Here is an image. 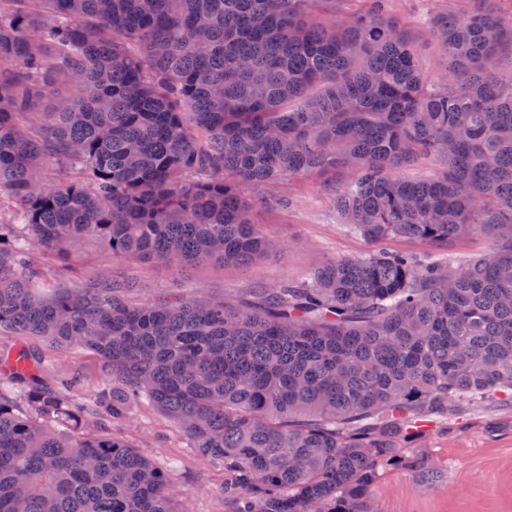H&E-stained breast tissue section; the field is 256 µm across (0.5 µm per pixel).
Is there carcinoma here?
<instances>
[{"label":"carcinoma","mask_w":512,"mask_h":512,"mask_svg":"<svg viewBox=\"0 0 512 512\" xmlns=\"http://www.w3.org/2000/svg\"><path fill=\"white\" fill-rule=\"evenodd\" d=\"M457 2L430 80L386 0H0V340L98 360L51 385L0 348V512H180L170 471L101 432L143 403L223 461L231 512H377L385 468L433 479L432 424L512 402V13ZM329 172L368 254L237 303L130 299L140 265L275 252L253 214L279 197L244 188ZM469 233L490 252L385 247ZM83 239L126 271L70 283Z\"/></svg>","instance_id":"obj_1"}]
</instances>
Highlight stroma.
<instances>
[{"label":"stroma","instance_id":"obj_1","mask_svg":"<svg viewBox=\"0 0 512 512\" xmlns=\"http://www.w3.org/2000/svg\"><path fill=\"white\" fill-rule=\"evenodd\" d=\"M338 183V177L331 174L293 178L277 188L280 205L257 210V221L286 246L279 257L246 265H200L185 276L146 266L136 276L152 289L175 288L209 298L237 299L258 285L300 281L327 261L363 256L371 245L344 228L336 208ZM73 251L80 259L79 279L123 268L96 241L77 242ZM490 420L499 422V429H485ZM107 429L158 467L178 462L171 484L175 503H187L191 512H226L223 470L199 457L156 409L137 407ZM422 446L438 471L437 479L423 481L406 467L384 469L375 495L379 512H512L511 404L483 403L471 411L465 430L432 433Z\"/></svg>","mask_w":512,"mask_h":512}]
</instances>
